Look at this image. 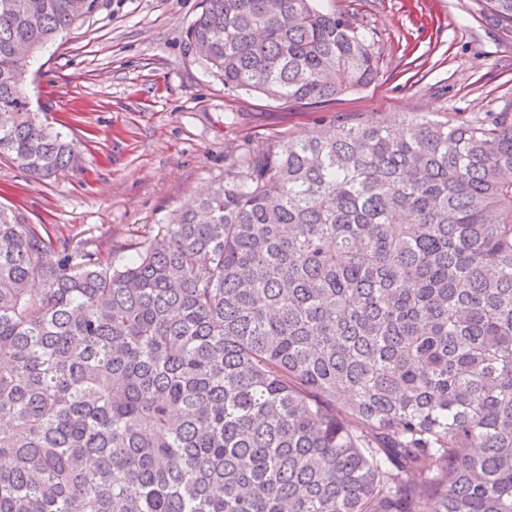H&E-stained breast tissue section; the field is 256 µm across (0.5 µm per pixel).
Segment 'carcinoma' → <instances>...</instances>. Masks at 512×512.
Here are the masks:
<instances>
[{
  "label": "carcinoma",
  "instance_id": "cac0c4a2",
  "mask_svg": "<svg viewBox=\"0 0 512 512\" xmlns=\"http://www.w3.org/2000/svg\"><path fill=\"white\" fill-rule=\"evenodd\" d=\"M203 2L187 41L229 93L379 76L322 0ZM96 3L0 0V156L35 177L79 155L27 59ZM230 157L123 262L0 204V512H512V113Z\"/></svg>",
  "mask_w": 512,
  "mask_h": 512
}]
</instances>
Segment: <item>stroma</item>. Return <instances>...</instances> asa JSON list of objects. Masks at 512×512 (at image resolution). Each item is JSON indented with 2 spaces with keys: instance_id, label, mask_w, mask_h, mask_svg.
Masks as SVG:
<instances>
[{
  "instance_id": "35a3bbf8",
  "label": "stroma",
  "mask_w": 512,
  "mask_h": 512,
  "mask_svg": "<svg viewBox=\"0 0 512 512\" xmlns=\"http://www.w3.org/2000/svg\"><path fill=\"white\" fill-rule=\"evenodd\" d=\"M368 30L379 76L322 104L225 92L186 42L201 0H98L28 67L42 122L74 144L81 170L37 179L0 160V202L58 239L92 237L102 261L191 206L243 141L258 145L358 114L462 122L512 112V28L482 0H330Z\"/></svg>"
}]
</instances>
